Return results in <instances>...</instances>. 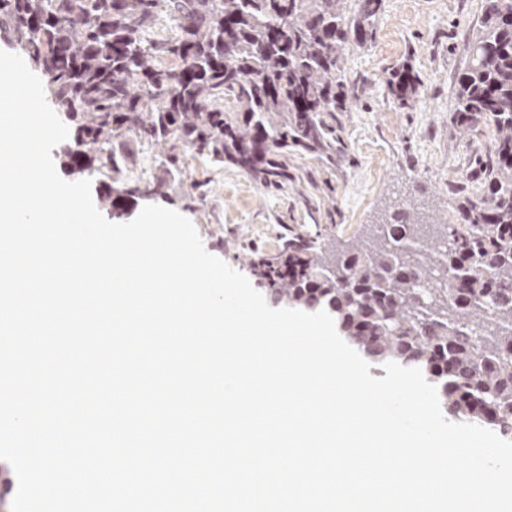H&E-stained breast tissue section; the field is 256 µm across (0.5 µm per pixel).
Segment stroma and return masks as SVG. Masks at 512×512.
I'll use <instances>...</instances> for the list:
<instances>
[{
	"instance_id": "1",
	"label": "stroma",
	"mask_w": 512,
	"mask_h": 512,
	"mask_svg": "<svg viewBox=\"0 0 512 512\" xmlns=\"http://www.w3.org/2000/svg\"><path fill=\"white\" fill-rule=\"evenodd\" d=\"M480 24V0H385L372 39L345 55L355 102L340 117L335 167L293 153L295 180L275 189L231 165L187 157L188 176L207 195L205 210L191 216L206 250L236 268L244 253L271 254L288 234L308 232L344 251L404 201L432 222L454 223L459 196L485 192L480 158L491 131L482 125L463 138L452 121L457 77ZM406 66L419 82L403 106L389 82Z\"/></svg>"
}]
</instances>
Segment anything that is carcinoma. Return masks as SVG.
<instances>
[{
  "mask_svg": "<svg viewBox=\"0 0 512 512\" xmlns=\"http://www.w3.org/2000/svg\"><path fill=\"white\" fill-rule=\"evenodd\" d=\"M384 0H0L12 48L46 81L48 103L73 133L71 175L96 179L99 203H174L165 177L124 172L128 144L160 165L186 155L229 163L288 187V154L336 165L339 112L353 104L343 57L372 39ZM467 45L454 123L489 126L486 194L458 202L456 223L424 240L403 205L367 240L336 253L294 233L271 256L243 261L271 301L328 312L375 366L419 368L444 416L512 436V0H481ZM165 13L176 34L157 31ZM401 105L412 71L393 75Z\"/></svg>",
  "mask_w": 512,
  "mask_h": 512,
  "instance_id": "obj_1",
  "label": "carcinoma"
}]
</instances>
